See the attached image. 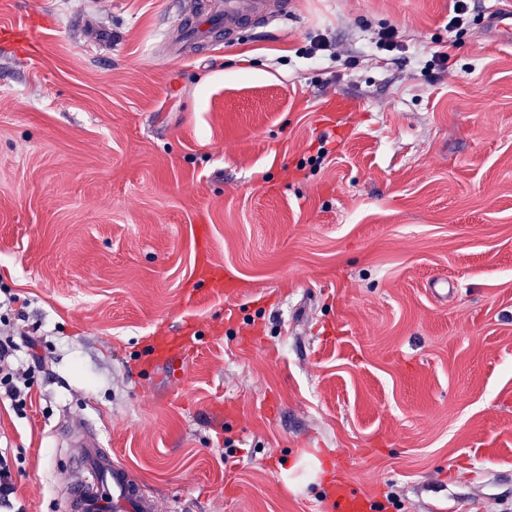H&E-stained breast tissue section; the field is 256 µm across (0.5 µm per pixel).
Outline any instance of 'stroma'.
<instances>
[{
	"label": "stroma",
	"mask_w": 512,
	"mask_h": 512,
	"mask_svg": "<svg viewBox=\"0 0 512 512\" xmlns=\"http://www.w3.org/2000/svg\"><path fill=\"white\" fill-rule=\"evenodd\" d=\"M180 2L0 0L52 21L0 46V330L41 357L24 411L0 396L15 512H60L81 427L159 512H329L336 482L512 512L502 0L453 31L451 0H296L176 57ZM202 225L234 298L188 300ZM188 321L198 348L141 371ZM508 3V2H507ZM493 27L496 33L503 39H512V7L501 6L494 14L486 20V27Z\"/></svg>",
	"instance_id": "35a3bbf8"
}]
</instances>
